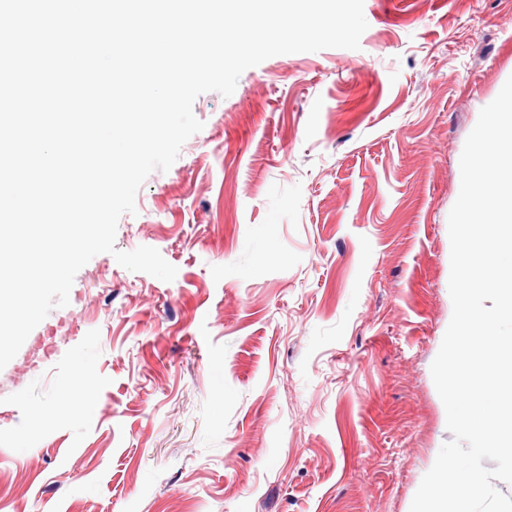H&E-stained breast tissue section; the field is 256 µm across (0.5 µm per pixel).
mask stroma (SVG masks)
<instances>
[{
	"label": "stroma",
	"mask_w": 512,
	"mask_h": 512,
	"mask_svg": "<svg viewBox=\"0 0 512 512\" xmlns=\"http://www.w3.org/2000/svg\"><path fill=\"white\" fill-rule=\"evenodd\" d=\"M356 50L277 55L153 172L0 370V512H410L451 440L431 375L449 213L512 76V0H364ZM91 373L93 408L65 385Z\"/></svg>",
	"instance_id": "1"
}]
</instances>
